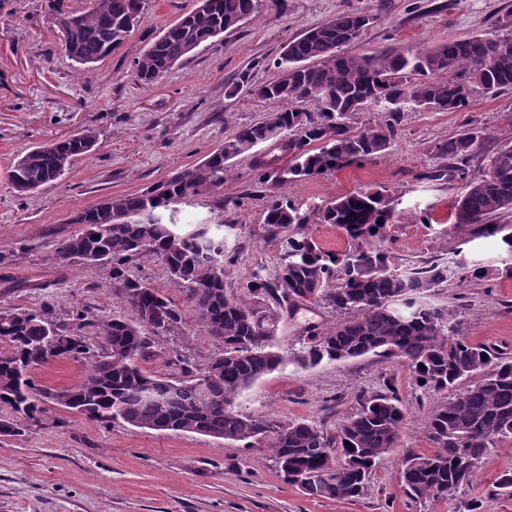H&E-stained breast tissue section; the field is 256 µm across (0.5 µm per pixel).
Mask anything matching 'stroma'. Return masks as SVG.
I'll list each match as a JSON object with an SVG mask.
<instances>
[{
  "mask_svg": "<svg viewBox=\"0 0 512 512\" xmlns=\"http://www.w3.org/2000/svg\"><path fill=\"white\" fill-rule=\"evenodd\" d=\"M54 0H0V274L44 280L28 291L0 288V311H46L68 325L76 314L99 323L133 318L129 304L106 288L108 269L80 263L57 270V249L81 232L75 216L105 199L131 195L202 162L235 128L264 120L279 103L227 85L245 73L253 83L276 78V60L311 28L346 11L372 16V23L346 47L356 56H409L451 39L503 34L512 0H283L260 10L239 28L201 45L153 85H142L132 61L195 0H147L145 19L128 41L84 74L65 54L54 26ZM92 128L98 144L55 183L17 195L9 174L30 147ZM471 128L480 146L468 159L471 177L481 176L489 156L512 145V89L473 90L461 112H405L388 151L363 165L255 196L256 159L284 165L288 154L273 143L232 161L224 195H198L177 207L178 222L213 219L216 202L242 224L233 243L238 260L225 291L246 297L254 274L275 269L280 247L268 241L262 213L268 198H292L310 220L302 228L327 252L355 250L341 229L318 218L320 207L359 190L383 191L400 213L382 243L395 269L408 271L455 256L485 271L481 278L451 272L431 290L430 304L457 311L467 341L512 356V258L500 237L477 236L474 226L455 223L454 202L464 184L431 179L448 168L434 146ZM337 313L325 302L306 301L281 315L276 343L284 355L298 350L309 327L327 328ZM223 350L206 335L193 312L171 335L161 337L139 365L150 375L178 379L199 373ZM90 363L56 358L32 371L36 384L78 385ZM392 383L407 410L397 448L374 467L355 500L312 497L286 483L267 442L245 444L186 432L135 428L73 415L44 403L21 435L0 436V512H512V497L495 494L498 476L512 471V440H503L482 460L472 481L456 496L412 500L401 480L406 451L431 452L428 422L448 399L419 388L407 365L372 354L301 368L287 363L257 380L238 401L240 411L276 423L305 420L327 433L358 409L360 392Z\"/></svg>",
  "mask_w": 512,
  "mask_h": 512,
  "instance_id": "35a3bbf8",
  "label": "stroma"
}]
</instances>
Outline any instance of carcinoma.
Returning <instances> with one entry per match:
<instances>
[{"instance_id":"cac0c4a2","label":"carcinoma","mask_w":512,"mask_h":512,"mask_svg":"<svg viewBox=\"0 0 512 512\" xmlns=\"http://www.w3.org/2000/svg\"><path fill=\"white\" fill-rule=\"evenodd\" d=\"M146 0H90L85 10L68 12L53 6L54 23L63 33L66 55L89 70L120 48L141 21ZM262 0H199L140 56L132 60L145 85L161 79L195 51L238 28L259 12ZM371 17L345 12L315 27L290 45L275 62L278 76L255 93L281 104L270 118L243 125L224 139L208 159L141 193L114 196L80 213L83 232L65 239L58 250L61 268L74 263L107 267L108 287L133 309L132 319L97 325L100 351L82 333L85 317L72 329L44 312L16 309L0 313V403L15 417L0 423L1 436L21 433L24 421L42 411L46 400L61 407H84L99 422L120 418L136 428L205 434L245 442L270 438L274 461L284 479L308 496L356 499L372 468L397 447L405 420L392 384L386 392L362 394L359 408L329 435L302 421L273 425L237 410L242 393L258 379L285 364L275 349L280 310L310 299H322L345 319L327 329L309 328L293 361L314 366L368 353L406 362L422 387L453 394L432 413L428 437L431 453L406 452L402 479L415 500L455 495L468 484L477 465L503 438H512V362L501 350L473 344L459 333L457 314L423 301V295L448 281V265L432 263L410 272L391 266L389 256L373 241L383 239L395 211L378 191L341 195L320 209L319 218L358 242L343 258L323 251L306 236L285 238L275 270L257 274L248 298L230 297L225 278L237 261L226 241L239 227L224 218V199L216 202L220 228L178 224L169 215L190 196L224 189V176L234 158L265 143H278L291 155L272 168L259 160L253 183L283 185L324 175L347 165L375 159L389 148L405 109L459 112L468 105L470 87L485 93L512 89V33L453 39L409 57L382 60L354 56L343 47L358 39ZM448 74V79L440 78ZM316 102L307 112L297 102ZM382 109L378 127L355 132L352 114L372 106ZM92 128L21 154L11 171L19 193L60 179L74 162L97 144ZM479 147L470 128L435 145L442 158L458 162L454 176L465 182L455 201V214L469 216L477 233L496 235L499 224L486 219L512 210V146L495 152L487 169L471 178L465 164ZM309 216L290 199H274L263 211L267 237L278 239ZM150 255L186 289V304L207 335L224 344L198 376L169 380L144 373L139 361L157 339L175 332L182 310L160 289L131 274L136 257ZM73 359L95 357L84 380L73 391L51 392L35 384L30 369L45 362V353Z\"/></svg>"}]
</instances>
